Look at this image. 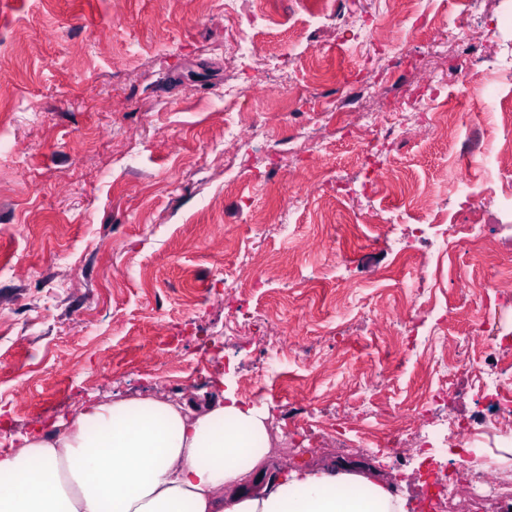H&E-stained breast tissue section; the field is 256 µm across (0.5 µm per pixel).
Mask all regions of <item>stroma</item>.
Returning <instances> with one entry per match:
<instances>
[{"mask_svg":"<svg viewBox=\"0 0 512 512\" xmlns=\"http://www.w3.org/2000/svg\"><path fill=\"white\" fill-rule=\"evenodd\" d=\"M351 17L385 12L395 70L371 46L334 25L299 17L296 0H0V447L89 399L150 397L179 402L231 387L263 411L274 462L287 469L366 462L416 512L425 478L447 480L440 454L358 453L341 448L327 424L339 422L373 384L387 432L406 428L413 393L426 383L420 362L398 364L390 336L394 306L418 267L437 263L435 291L448 312V342L471 334L473 370L484 361L477 320L506 334L494 355L512 363V311L482 301L479 286L512 249L487 244L494 265H475L423 243L400 257L386 244L389 224L430 216L412 199L390 204L391 176L431 193L449 224H481L494 236L501 213L480 178L471 206L458 207L459 149L427 132L393 135L380 154L356 161L361 113L285 116L266 137L233 152L224 125L254 113H282L251 68L225 71L241 30L264 41L268 12L286 18L278 59L308 56L325 76L303 77L298 96L335 105L346 88L371 84L373 112H391L442 82L440 111L470 112L458 93L468 77L489 83L486 63L433 50L440 22L479 33L499 15V0L462 18L459 0H422L402 17L401 0H338ZM422 33L411 37L412 30ZM252 85L240 110L225 112V84ZM313 141L315 156L290 153L287 137ZM257 252L242 292L221 269ZM469 292H462V285ZM364 298L380 314L367 320ZM238 318L240 334L225 339ZM291 340L275 379L257 374L259 338ZM253 378L254 389L242 385Z\"/></svg>","mask_w":512,"mask_h":512,"instance_id":"1","label":"stroma"}]
</instances>
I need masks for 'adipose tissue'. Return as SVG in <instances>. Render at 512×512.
Instances as JSON below:
<instances>
[{"instance_id": "ef3b65f1", "label": "adipose tissue", "mask_w": 512, "mask_h": 512, "mask_svg": "<svg viewBox=\"0 0 512 512\" xmlns=\"http://www.w3.org/2000/svg\"><path fill=\"white\" fill-rule=\"evenodd\" d=\"M0 449V512H405L365 473L271 462L266 416L227 389L89 402Z\"/></svg>"}]
</instances>
